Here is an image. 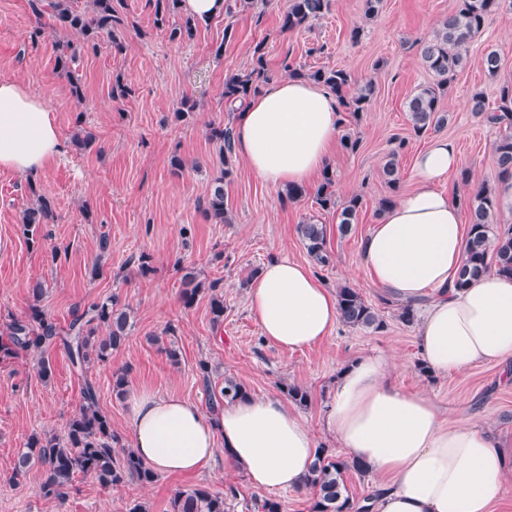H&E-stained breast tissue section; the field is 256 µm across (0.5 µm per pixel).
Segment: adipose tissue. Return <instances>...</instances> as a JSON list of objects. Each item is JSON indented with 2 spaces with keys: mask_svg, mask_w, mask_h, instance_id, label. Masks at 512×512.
I'll return each instance as SVG.
<instances>
[{
  "mask_svg": "<svg viewBox=\"0 0 512 512\" xmlns=\"http://www.w3.org/2000/svg\"><path fill=\"white\" fill-rule=\"evenodd\" d=\"M340 105L320 85H267L234 118V152L265 183H307L340 130ZM51 113L22 84L0 81V170L29 176L63 153ZM461 158L435 137L413 162L416 188L388 207L363 240L360 262L383 295L422 305L416 336L424 363L445 374L512 361V277L487 273L453 286L464 255L458 203L443 189ZM266 340L291 351L331 336L335 295L302 263L268 262L248 297ZM389 353L362 354L336 380L324 425L347 454L384 479L372 512H493L512 451L476 425L448 428L431 396L403 389ZM130 430L143 462L196 473L216 455L268 491H301L317 451L311 428L282 397L247 396L216 414L170 394L132 397Z\"/></svg>",
  "mask_w": 512,
  "mask_h": 512,
  "instance_id": "obj_1",
  "label": "adipose tissue"
}]
</instances>
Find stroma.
I'll return each instance as SVG.
<instances>
[{
	"instance_id": "stroma-1",
	"label": "stroma",
	"mask_w": 512,
	"mask_h": 512,
	"mask_svg": "<svg viewBox=\"0 0 512 512\" xmlns=\"http://www.w3.org/2000/svg\"><path fill=\"white\" fill-rule=\"evenodd\" d=\"M127 25L116 40L102 38L98 53L86 54L74 65L83 100L70 93L67 77L56 69L60 44L79 42L78 34L55 28L52 7L34 16L28 0H0V80H17L43 98L67 150L51 160L35 178L0 171V321L26 312L29 286L44 285L41 306L59 327H67L75 310L116 297L129 306L133 328L123 346L104 365L91 366L86 376L75 373L62 348L48 350L52 367L42 379L34 353L0 359V512H128L146 502L151 512H167L172 493L204 485L223 491L237 489L228 512H251L263 489L253 487L243 471L216 457L195 475L158 474L153 483L133 480L110 488L76 475L63 501L44 498L40 473L31 470L14 479L16 456L32 433L64 434L82 403L84 379L99 389V406L112 420V431L124 447H132L130 398L158 391L206 406L208 395L197 376L199 361H208L215 383L231 377L254 396L280 394L283 384L305 387L311 402L300 415L313 430L318 445L336 447L323 417L340 368L372 351L397 354L395 381L408 390L427 392L449 423L468 421L495 438L512 442V379L501 365L490 362L461 373L419 374L420 352L415 327L401 324L392 309L383 310V330H354L338 325L325 340L288 351L266 342L251 317L248 291L255 273L276 258L309 263L298 233L300 224L324 225L331 262L312 272L329 290L347 284L369 303L380 292L358 254L363 238L377 223L379 202L390 190L383 166L393 149V137L406 138L400 156V193L415 186L413 160L427 142L415 136L406 103L431 77L420 58V43L433 36L457 0H383L379 14L366 19L363 0H332L330 10L312 27L281 31L280 18L288 0H257L253 7L233 6L231 13L201 23L192 39L169 40L166 28L154 23L151 0H124ZM43 27L46 35L31 46L29 33ZM358 40H351L353 28ZM264 44L272 81L287 79L284 60L305 69H344L355 83L373 82L371 107L360 121L342 125L341 134L359 138L351 152L337 146L331 165L336 171L339 202L359 196L361 209L349 234H340L338 215L315 202V184L298 200L265 184L242 161H235L234 179L225 185L230 223L206 219L198 202L224 168L217 143L208 138L209 125L232 126L224 103V80L249 68L256 44ZM501 57L498 79L487 77L482 59L489 51ZM122 78L130 95L115 99L111 87ZM512 81V9L490 16L473 38L468 61L448 87L443 107L451 119L438 129L458 149L461 165L471 172L470 185L451 176L452 196L464 197L471 187L496 186L498 170L492 144L498 136L471 112L469 99L483 92L489 107L499 102L502 81ZM198 104L196 112L177 117L184 98ZM91 132L92 147H79L78 130ZM183 167L174 170L172 158ZM53 206L54 219L43 228L38 247L29 246L21 217L37 196ZM191 227L183 235V227ZM108 237L111 248L100 273L92 268L98 240ZM147 253L152 270L141 274L133 256ZM195 272L202 285L220 281L224 292V322L211 321L209 295L200 293L192 306L181 299L184 269ZM177 330V360L148 342L167 326ZM126 373L123 396L112 391V374Z\"/></svg>"
}]
</instances>
